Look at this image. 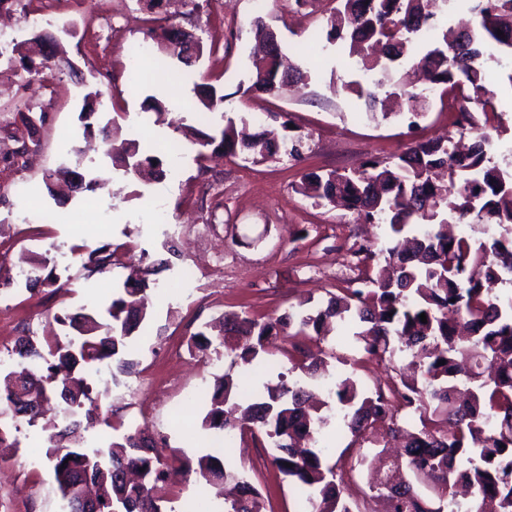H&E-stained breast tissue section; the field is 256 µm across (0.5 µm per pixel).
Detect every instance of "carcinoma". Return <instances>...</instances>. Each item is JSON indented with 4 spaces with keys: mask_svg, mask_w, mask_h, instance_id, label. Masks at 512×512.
I'll return each instance as SVG.
<instances>
[{
    "mask_svg": "<svg viewBox=\"0 0 512 512\" xmlns=\"http://www.w3.org/2000/svg\"><path fill=\"white\" fill-rule=\"evenodd\" d=\"M430 0H336L327 18L326 39L348 55L360 58V70L389 75L392 64L409 69L392 84L391 95L404 98L408 114L418 118L425 97L410 90L411 77L423 72L433 86L452 94L448 111L456 124L476 132L465 154L448 152L440 142H421L396 161L373 160L358 173L331 171L303 176L299 191L318 205L348 206L370 224H384L388 237L360 245L355 254L365 268L354 279L357 288L332 293L315 311L288 309L275 319L259 320L245 313L224 316L223 334L213 341L204 333L193 336V347L207 353L217 344L233 355V364L252 370L267 367L273 336L333 335L334 326L350 325L365 353L394 360L411 358L419 377L393 385L389 392H366L351 375L335 376L324 370L320 353L300 351L292 369L301 376L289 382L263 385V391H245L229 373L215 379L204 400L201 426L218 436H260L278 453L273 463L296 489L295 512H353L342 500L343 474L349 464L362 465L358 453L341 465L327 461L318 447L323 429L335 418L352 442L369 440L373 429L403 442L399 454L379 460L369 490L386 503V512H454L459 505L456 488L470 491L473 501L466 512H512V295L496 292L512 283V171L494 164L483 131L490 127L495 107L482 103L479 119L466 103L487 93L485 70L475 60L494 53L512 57V0H469L473 27H448L429 39L424 30L435 28V14L426 10ZM191 33L169 23L150 31L160 49L177 53L190 66L203 53L201 41L193 52L181 38ZM23 44L0 52V59L30 74H72L73 61L60 51L34 64L22 53ZM279 55H265L247 91L269 92L268 78L278 76L277 89L303 79L298 67L280 71ZM192 108L208 114L224 107L226 95L212 84L202 85ZM95 109L86 104L83 134L95 129L106 145L105 155L125 175L144 168L160 169L163 161L137 139L116 145L112 131L121 113L105 124L90 122ZM244 116L226 118L217 135L192 129L186 136L202 148L214 147L226 155L261 161L287 154L303 158L301 140L265 133L242 135L237 125ZM484 224L493 228L486 237L473 238L448 232L451 224ZM112 245L102 244L88 253L85 268L104 273L112 266ZM40 259L25 276L26 289L55 288L59 282ZM148 279L128 278L124 293L111 300L106 315L84 312L56 320L68 323L74 334L39 341L22 335L10 356L20 363L42 361L45 372H4L0 386V446L10 441L19 422L49 432L47 458L52 464L57 491L68 512H75L94 489L96 512H163L162 484L168 464L157 453V441L140 429H124V422L103 423L116 432L106 446L87 443L76 433L77 417L88 424L99 417L87 368L112 361L120 374L130 372L127 358L133 332L147 319L144 293ZM425 314L423 323L420 314ZM445 364H439V361ZM67 392L66 407L52 411L51 399ZM210 476L222 500L217 512H258L259 490L243 475H233L226 463L207 452L197 459ZM233 481L234 494L224 495ZM428 487L424 497L418 486Z\"/></svg>",
    "mask_w": 512,
    "mask_h": 512,
    "instance_id": "carcinoma-1",
    "label": "carcinoma"
}]
</instances>
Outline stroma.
I'll return each mask as SVG.
<instances>
[{
  "label": "stroma",
  "instance_id": "35a3bbf8",
  "mask_svg": "<svg viewBox=\"0 0 512 512\" xmlns=\"http://www.w3.org/2000/svg\"><path fill=\"white\" fill-rule=\"evenodd\" d=\"M51 13L73 24L59 39L76 75H20L0 61V271L15 277L10 289L14 306L0 311V351L12 348L26 331L66 338L70 328L61 316L102 310L122 293L132 270L168 257L164 244L169 241L180 245V254L171 259L170 269L149 275L150 316L130 347L135 362L131 373L118 378L122 385L150 378L154 391L146 397L111 393L99 399L102 413L133 427L139 424L140 408H148L154 417L149 430L159 438L163 457L193 459L210 445V435L201 427L204 410L186 399V392L213 389L216 374L227 370L240 386L262 387L289 371L298 347L333 350L337 359L332 372L354 373L366 389L396 382L394 363L366 355L348 330L324 340L312 334L278 337L277 371H260L247 379L231 368L229 357L216 361L188 345L195 333L226 314L245 310L274 318L301 303L318 306L327 292L351 287L358 274L357 243L385 239L386 226L360 223L356 212L344 207L315 204L297 192V184L314 169L352 172L372 158L396 159L418 142L457 141L460 131L447 102H431L414 123L404 113H369L348 85L358 81L370 90L373 80L365 77L356 58L337 55L324 37L327 0H268L261 10L253 0H169L158 15L217 50L204 54L188 72L168 53L152 51L146 59L148 74L158 83L152 93L167 102L178 95L189 104L195 81L206 80L223 88L224 115L261 113L265 128L289 124L291 135L302 137L308 147L301 161L282 156L256 163L212 151L201 160L181 128L191 125L211 134L221 127L222 115L170 111L163 123L149 121L142 103L151 92L128 85V54L148 39L152 26L144 0H106L101 7L95 0H55ZM258 17L276 32L282 53L307 72V79L274 94L248 92L255 60L252 22ZM481 64L499 113L494 159L505 169L512 166V59L485 58ZM87 82L102 91L97 122L123 112L127 118L120 138L135 137L161 150L181 148L179 178L144 183L124 176L113 168L101 142H86L81 110ZM20 98L45 115L33 132L38 147L32 158L13 157L16 144L8 136L20 125L9 110ZM64 141L72 152L60 150ZM77 162L97 172L101 189L79 196L69 191L49 195L42 181L45 171ZM158 201L169 212L170 223H144L145 210ZM34 204L62 215V223H19V215ZM105 243L115 246L120 273L88 274V250ZM44 256L54 259L60 281L69 282L66 293H31L16 278V262ZM218 258L224 261L223 275L210 277L204 291L190 299H176L184 266H206ZM18 439L19 447L4 451L0 512H64L46 456V433L25 426ZM228 464L261 489L263 512H294L288 480L252 438H245L242 449L231 450ZM172 483L175 512L215 507L213 491L195 471L173 476Z\"/></svg>",
  "mask_w": 512,
  "mask_h": 512
}]
</instances>
